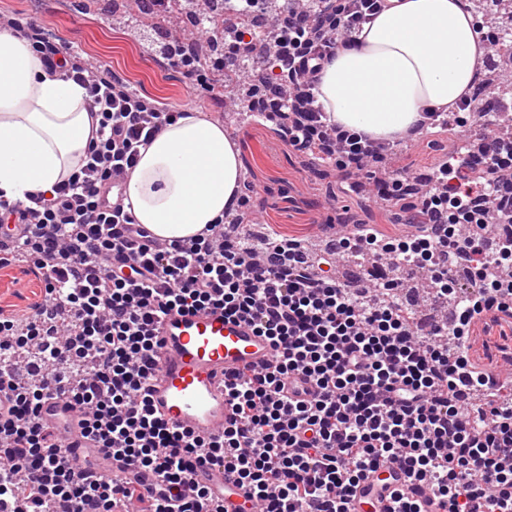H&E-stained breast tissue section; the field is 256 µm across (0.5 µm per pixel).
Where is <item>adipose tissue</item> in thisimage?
Segmentation results:
<instances>
[{
    "instance_id": "1",
    "label": "adipose tissue",
    "mask_w": 512,
    "mask_h": 512,
    "mask_svg": "<svg viewBox=\"0 0 512 512\" xmlns=\"http://www.w3.org/2000/svg\"><path fill=\"white\" fill-rule=\"evenodd\" d=\"M483 51L463 0H391L357 46L325 64L319 100L342 127L376 140L417 128L425 110L468 93ZM90 97L49 71L27 41L0 27V196L51 191L78 169L92 138ZM241 164L223 126L182 111L129 174L132 214L156 236L182 239L223 219Z\"/></svg>"
}]
</instances>
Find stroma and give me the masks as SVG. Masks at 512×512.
<instances>
[{
    "instance_id": "35a3bbf8",
    "label": "stroma",
    "mask_w": 512,
    "mask_h": 512,
    "mask_svg": "<svg viewBox=\"0 0 512 512\" xmlns=\"http://www.w3.org/2000/svg\"><path fill=\"white\" fill-rule=\"evenodd\" d=\"M123 0H0V18L37 28L77 51L83 60L112 72L142 97L176 109L190 104L185 79L160 54L148 51L146 40L169 32L161 19L146 28L126 23L119 11ZM474 126L433 128L401 139L394 148L396 168L424 178L449 150L474 133ZM231 141L240 154L241 176L253 188L252 209L261 222L257 238L270 233L301 240L326 238L328 223L372 224L380 236L392 238L409 232L402 216L413 211L420 196L408 190L399 200L378 206L364 191L341 196L340 187L353 182L351 169H337L311 160L290 147L273 129L241 125ZM43 283L22 267L0 269V309L26 314L40 301ZM471 355L484 370H498L512 359V322L485 319L471 338Z\"/></svg>"
}]
</instances>
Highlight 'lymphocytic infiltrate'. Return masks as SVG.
Returning <instances> with one entry per match:
<instances>
[{
	"label": "lymphocytic infiltrate",
	"instance_id": "obj_1",
	"mask_svg": "<svg viewBox=\"0 0 512 512\" xmlns=\"http://www.w3.org/2000/svg\"><path fill=\"white\" fill-rule=\"evenodd\" d=\"M224 30L237 60L225 67L180 40L164 42L193 91L213 93L224 70L243 74L235 89L250 121L274 126L287 143L338 168L381 162L388 143L332 122L318 102V75L350 46L385 0H290L271 53L258 55L262 34L244 42L239 19L268 0H239ZM28 40L48 68L88 90L95 138L78 171L28 202L0 198V226L25 227L0 267L24 261L44 295L24 316L0 310V390L12 409L0 416V501L19 512H224L205 488L182 490L192 460L236 472L259 512H349L357 482L391 463L428 484L446 512H512V397L470 358L469 335L490 314L512 318V236L487 249L480 233L490 200L512 195V146H482V170L461 150L431 176L408 237L384 239L369 225L339 236L336 251L407 258L429 274L436 296L455 303L452 322L415 329L400 302L398 276L375 295L352 291L322 265L303 262L301 241L276 239L254 252L240 245L234 211L186 239L149 246L130 239L125 206L107 213L99 187L128 175L141 145L175 121L177 111L147 103L118 79L89 73L77 57L41 31ZM221 307L250 320L278 348L274 364L238 374L224 389L238 419L222 434L198 440L151 413L143 385L154 369L151 328L172 309ZM35 360L80 413L84 429L129 475L78 476L58 437L41 423L44 387L9 379L13 359ZM290 375L318 388L307 402L281 393ZM159 478L154 497L138 473Z\"/></svg>",
	"mask_w": 512,
	"mask_h": 512
}]
</instances>
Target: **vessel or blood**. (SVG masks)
<instances>
[{
	"instance_id": "vessel-or-blood-1",
	"label": "vessel or blood",
	"mask_w": 512,
	"mask_h": 512,
	"mask_svg": "<svg viewBox=\"0 0 512 512\" xmlns=\"http://www.w3.org/2000/svg\"><path fill=\"white\" fill-rule=\"evenodd\" d=\"M153 334L157 341L155 370L144 386L151 410L200 439L216 436L236 418L233 402L224 393L225 381L276 359L273 342L258 335L249 321L225 317L218 307L201 312L172 310L155 324ZM316 391L315 384L305 377L293 375L285 380L284 393L291 399L308 400ZM39 416L63 440L76 468H84L92 460L98 474L116 473V463L104 458L85 437L75 411L56 387L45 390ZM192 482L207 486L214 497L223 500L224 512H256L236 473L223 466H195ZM395 493L417 500L421 512L445 510L412 474L386 465L360 482L350 500V512H388Z\"/></svg>"
}]
</instances>
